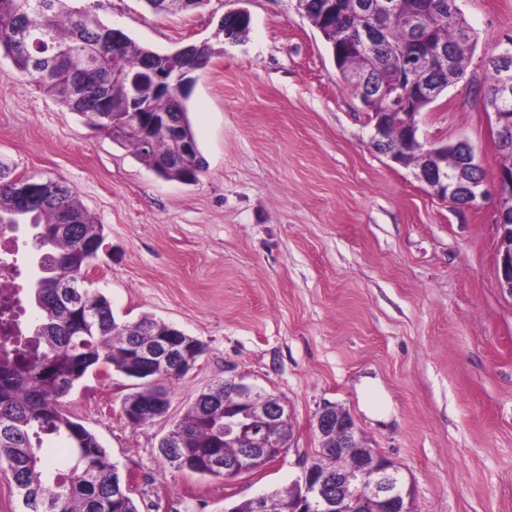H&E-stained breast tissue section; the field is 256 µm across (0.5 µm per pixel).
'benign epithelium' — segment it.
Listing matches in <instances>:
<instances>
[{
	"label": "benign epithelium",
	"mask_w": 512,
	"mask_h": 512,
	"mask_svg": "<svg viewBox=\"0 0 512 512\" xmlns=\"http://www.w3.org/2000/svg\"><path fill=\"white\" fill-rule=\"evenodd\" d=\"M371 10L381 21L395 18L399 14L397 0H382L371 5ZM251 17L244 8L225 13L213 32L225 40L232 39L234 31L250 25ZM408 67L412 74L409 83H398L391 95V111L373 112L370 144L373 149L403 165L406 158L389 144V130L396 124L405 127L408 136L417 140V145L431 154L446 152L448 148L463 151L466 162L449 170L435 169L420 165L414 170L415 178L429 187L437 196L454 201L461 187L468 188V194L478 199L485 197L487 190L484 180L475 175L480 165L475 160L471 145L459 140L448 147L426 146L418 140L419 113L416 105L428 106L436 100L439 89L425 77L422 61L416 55L408 54ZM494 59L499 69V105L494 113L496 133L500 134L501 148L512 151V41L507 39L499 45ZM349 83L363 89V100L371 102L382 95L384 90L366 73L349 75ZM198 154L189 140L179 143L174 157L176 166L192 170L196 167ZM499 208L496 225L499 234L497 251V277L503 293L512 298V173L499 170L496 179ZM17 197L25 202L45 201L56 194L52 180L31 181L27 178L15 181ZM79 298L78 308L88 318L95 307L92 297L84 294L87 289L81 280L71 285ZM138 359L148 365L166 367L176 362L181 370H191L194 363L178 361L174 345L166 338L157 340L138 352ZM224 385L234 396L235 403L224 410V439L232 440L242 448L235 457L214 459L210 470L224 471V480L232 481L246 474L258 463H269L287 452L280 434V422L288 418V406L279 396L267 392L255 379L242 372L225 376ZM313 429L319 447L333 456L335 467L327 469L315 457L301 461V476L279 489L284 512H414L412 489L405 486L400 467L391 459L364 443L359 429L351 416L334 404H326L315 414ZM267 495L261 494L236 504L227 512H266Z\"/></svg>",
	"instance_id": "benign-epithelium-1"
}]
</instances>
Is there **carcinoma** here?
Listing matches in <instances>:
<instances>
[{
	"label": "carcinoma",
	"instance_id": "1",
	"mask_svg": "<svg viewBox=\"0 0 512 512\" xmlns=\"http://www.w3.org/2000/svg\"><path fill=\"white\" fill-rule=\"evenodd\" d=\"M30 2L0 0V51L12 59L18 73L94 126L109 133L114 125L125 127L117 142L132 147L143 166L167 179L186 180V172L168 166L172 139L143 138L136 113L129 111V102L135 100L155 112L174 114L181 136L194 138L185 98L157 94L146 70L161 61V53L127 35L121 46H113L101 36L108 25L89 10L70 6V0H43L47 7L38 12L29 8ZM144 2L155 13L184 10L182 0ZM317 3L310 0V21L327 29L338 45H346L355 32L372 24L370 15L357 10L356 0H337L336 16L328 21L315 8ZM400 5L404 14H424L419 38L410 40L397 17L383 26L378 42L350 50L343 57L344 70L369 71L380 86L392 88L400 77L399 49L425 55L441 46L453 68L432 77L446 90L463 78L475 45L472 28L460 16L456 0H400ZM42 31L49 38L39 42ZM223 47L220 39L192 45L176 72L192 79V73ZM77 76L89 83L81 98L68 85L69 78ZM13 180V168L0 161V224L30 225L42 255L40 286H31L25 298L36 309L30 338L0 340V459L8 464L24 512H32L31 506L39 502L47 504L43 512H139L121 486L117 465L96 436L68 414L65 398L89 369L100 364L129 374L132 347L149 342V332L166 336L176 328L147 316L132 324L119 323L102 293L93 298L96 315L91 327H75L62 285L83 277L97 259L104 240L102 225L94 222L66 183L51 205L15 211ZM171 433L184 441L170 460L181 471L197 473L203 470L205 457L239 452L224 443V411L218 407L202 418L197 405H191ZM47 437L60 441L66 454L52 457L44 447Z\"/></svg>",
	"mask_w": 512,
	"mask_h": 512
}]
</instances>
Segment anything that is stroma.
I'll use <instances>...</instances> for the list:
<instances>
[{
	"label": "stroma",
	"instance_id": "35a3bbf8",
	"mask_svg": "<svg viewBox=\"0 0 512 512\" xmlns=\"http://www.w3.org/2000/svg\"><path fill=\"white\" fill-rule=\"evenodd\" d=\"M73 3L158 52L210 39L225 12L251 16L247 37L195 74L187 106L205 168L194 184L156 176L0 54V160L67 182L102 224L90 278L119 321L152 317L206 346L164 381L168 409L145 425L122 412L139 381L109 367L66 399L140 512H224L294 481L326 403L401 466L416 512H512V298L497 280L495 200L458 207L372 149L363 104L296 0L165 15L142 0ZM458 5L477 44L419 135L467 140L491 186L488 59L512 36V0ZM230 369L288 402L293 447L229 483L173 469L160 439Z\"/></svg>",
	"mask_w": 512,
	"mask_h": 512
}]
</instances>
